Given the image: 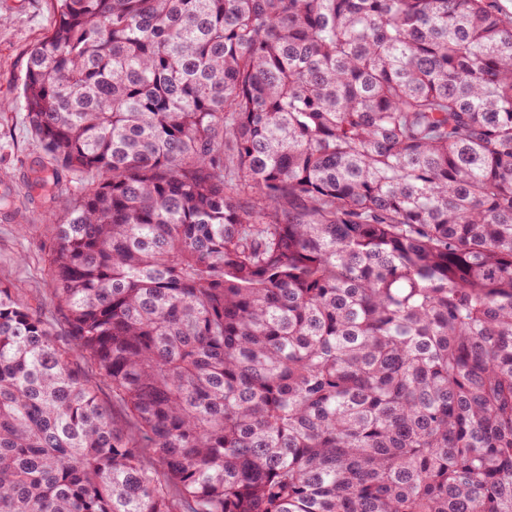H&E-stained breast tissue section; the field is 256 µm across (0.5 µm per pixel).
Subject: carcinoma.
<instances>
[{
	"mask_svg": "<svg viewBox=\"0 0 512 512\" xmlns=\"http://www.w3.org/2000/svg\"><path fill=\"white\" fill-rule=\"evenodd\" d=\"M57 2L31 185L98 182L40 224L74 347L0 285V512H512V19Z\"/></svg>",
	"mask_w": 512,
	"mask_h": 512,
	"instance_id": "cac0c4a2",
	"label": "carcinoma"
}]
</instances>
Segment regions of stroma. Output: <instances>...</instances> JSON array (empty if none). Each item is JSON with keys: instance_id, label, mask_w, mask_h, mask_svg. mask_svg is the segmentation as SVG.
Masks as SVG:
<instances>
[{"instance_id": "stroma-1", "label": "stroma", "mask_w": 512, "mask_h": 512, "mask_svg": "<svg viewBox=\"0 0 512 512\" xmlns=\"http://www.w3.org/2000/svg\"><path fill=\"white\" fill-rule=\"evenodd\" d=\"M55 14L54 0H0V99L10 103L0 111V196L9 197V210L15 215L13 222L0 223V285L41 308L52 323L56 342L68 347L72 338L52 301V241L34 226L45 215L64 216L97 177L67 174L50 197L30 190L32 169L46 165L48 157L26 125L21 94L29 52L50 31Z\"/></svg>"}]
</instances>
